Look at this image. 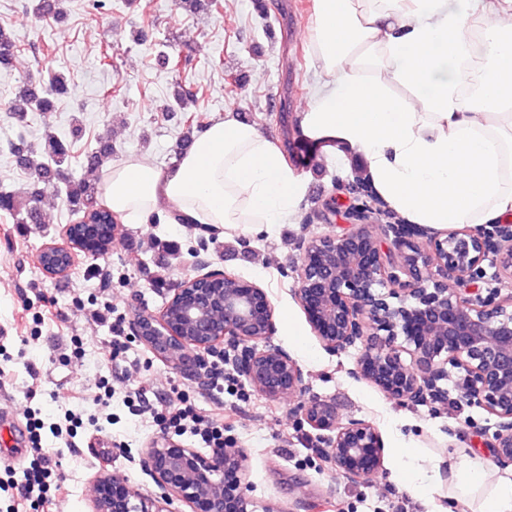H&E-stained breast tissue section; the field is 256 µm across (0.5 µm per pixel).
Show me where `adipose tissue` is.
<instances>
[{"instance_id": "ef3b65f1", "label": "adipose tissue", "mask_w": 512, "mask_h": 512, "mask_svg": "<svg viewBox=\"0 0 512 512\" xmlns=\"http://www.w3.org/2000/svg\"><path fill=\"white\" fill-rule=\"evenodd\" d=\"M321 78L304 132L361 160L396 213L439 228L512 220V0H315ZM114 212L132 223L181 215L245 230L297 215L303 179L255 124L210 122L171 168L129 158L104 174ZM453 500L512 512V480L487 481L483 457L448 462Z\"/></svg>"}]
</instances>
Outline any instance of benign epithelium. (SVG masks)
<instances>
[{
    "mask_svg": "<svg viewBox=\"0 0 512 512\" xmlns=\"http://www.w3.org/2000/svg\"><path fill=\"white\" fill-rule=\"evenodd\" d=\"M119 224H68L63 242L48 243L39 265L49 277L68 274L82 258L105 253ZM384 243L364 224L342 235L305 239L293 292L311 329L332 354L362 350L356 374L404 404L448 403L441 382L459 372L461 399L496 418L494 461L512 465V293L470 291L485 278L512 282V225L456 227L427 234L412 224H389ZM426 238V247L416 239ZM274 306L266 289L221 269L187 275L169 289L158 312L134 311L130 335L168 367L198 375L222 354L259 394H302L304 372L273 343ZM299 423L318 431L322 456L350 481L376 475L384 441L373 423L342 420L336 401L313 397L298 408ZM246 455L224 446L208 454L168 436L150 443L141 460L160 488L145 495L116 474L94 480V512H251L245 491Z\"/></svg>",
    "mask_w": 512,
    "mask_h": 512,
    "instance_id": "7a95c632",
    "label": "benign epithelium"
}]
</instances>
